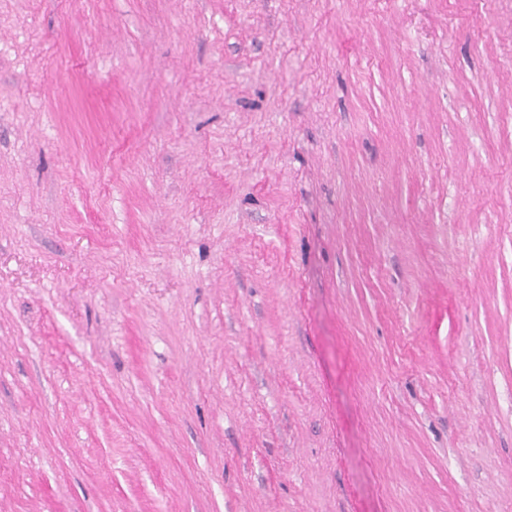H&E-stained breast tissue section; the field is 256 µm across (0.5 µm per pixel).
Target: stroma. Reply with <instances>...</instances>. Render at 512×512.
<instances>
[{"label": "stroma", "instance_id": "1", "mask_svg": "<svg viewBox=\"0 0 512 512\" xmlns=\"http://www.w3.org/2000/svg\"><path fill=\"white\" fill-rule=\"evenodd\" d=\"M0 512H512V0H0Z\"/></svg>", "mask_w": 512, "mask_h": 512}]
</instances>
